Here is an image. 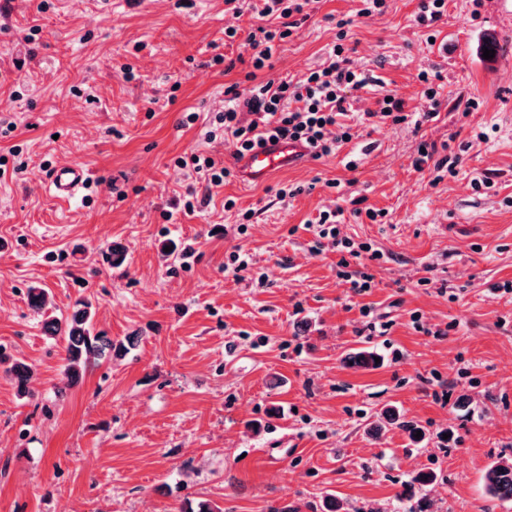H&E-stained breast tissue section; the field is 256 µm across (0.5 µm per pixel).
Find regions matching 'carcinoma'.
<instances>
[{"instance_id": "obj_1", "label": "carcinoma", "mask_w": 512, "mask_h": 512, "mask_svg": "<svg viewBox=\"0 0 512 512\" xmlns=\"http://www.w3.org/2000/svg\"><path fill=\"white\" fill-rule=\"evenodd\" d=\"M27 301L33 313L43 318L45 334L52 340L61 339L65 342V375L72 381L80 378L88 367L97 361L107 358L114 359L126 355L135 348L138 337L128 336L123 341H114L100 333L94 332L93 318L95 308L91 301L81 299L76 302L72 314L62 321L54 316H47L44 308L47 303V293L41 288L32 287L27 291ZM377 354L369 350H360L349 354L346 362L356 367L369 368L376 366ZM0 363L7 365L6 373L14 382L19 394H26L27 384L31 377V368L7 355L0 349ZM399 423L411 437H416L418 427L408 421L400 420L394 409L384 410L375 427L381 424ZM436 480V474L431 471L416 472L411 481L405 484L406 490L398 495V502L403 512H429L430 502H412L407 490L416 485L428 486ZM484 483L489 496L500 502L512 501V459L501 457L489 464L484 474Z\"/></svg>"}]
</instances>
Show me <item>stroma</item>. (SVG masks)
I'll return each instance as SVG.
<instances>
[{
    "mask_svg": "<svg viewBox=\"0 0 512 512\" xmlns=\"http://www.w3.org/2000/svg\"><path fill=\"white\" fill-rule=\"evenodd\" d=\"M418 5L385 0L366 16L363 0H316L259 77L327 66L347 20L352 65L373 78L352 101V141L260 186L232 178L188 213L195 176L175 161L232 166L231 145L207 133L227 88L248 85L253 13L0 0V346L33 370L24 399L0 372V512H322L329 494L390 508L418 470L438 475L435 512H512L483 482L512 454V0H447L431 25ZM489 35L501 49L487 59ZM389 92L421 127L374 118ZM422 140L450 145L454 174L414 168ZM61 161L94 174L76 198L45 188V163ZM283 186L294 196L278 199ZM336 209L342 236L379 253L350 258L345 280L340 252L309 227ZM235 251L247 269H230ZM31 287L57 315L91 299L96 330L138 345L68 383ZM365 307L384 327L366 328ZM361 348L380 365H347ZM389 407L423 429L420 444L395 425L370 433Z\"/></svg>",
    "mask_w": 512,
    "mask_h": 512,
    "instance_id": "1",
    "label": "stroma"
}]
</instances>
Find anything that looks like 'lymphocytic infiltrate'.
Returning <instances> with one entry per match:
<instances>
[{
  "label": "lymphocytic infiltrate",
  "mask_w": 512,
  "mask_h": 512,
  "mask_svg": "<svg viewBox=\"0 0 512 512\" xmlns=\"http://www.w3.org/2000/svg\"><path fill=\"white\" fill-rule=\"evenodd\" d=\"M311 0H265L260 15L263 25L249 32L245 39L251 51L252 70L249 87L231 90L224 110L216 118L231 142L233 157L265 146L279 138L301 139L313 158L335 154L349 143V126L340 123L350 107L355 92L364 89L370 78L352 67L350 49L338 43L331 49L332 63L311 71L304 82L258 80L259 71L271 68L280 42L290 37Z\"/></svg>",
  "instance_id": "lymphocytic-infiltrate-1"
}]
</instances>
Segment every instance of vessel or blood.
<instances>
[{
    "instance_id": "vessel-or-blood-1",
    "label": "vessel or blood",
    "mask_w": 512,
    "mask_h": 512,
    "mask_svg": "<svg viewBox=\"0 0 512 512\" xmlns=\"http://www.w3.org/2000/svg\"><path fill=\"white\" fill-rule=\"evenodd\" d=\"M308 154L302 141L286 139L247 152L236 167L246 182L260 184L305 162ZM90 178V170L78 163L57 164L49 170L45 185L56 197L68 199L78 194Z\"/></svg>"
}]
</instances>
